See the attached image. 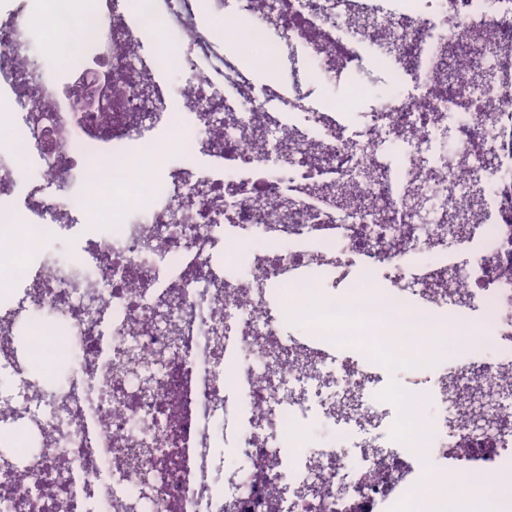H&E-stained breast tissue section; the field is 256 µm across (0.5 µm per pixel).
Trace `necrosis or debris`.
<instances>
[{
	"instance_id": "1",
	"label": "necrosis or debris",
	"mask_w": 512,
	"mask_h": 512,
	"mask_svg": "<svg viewBox=\"0 0 512 512\" xmlns=\"http://www.w3.org/2000/svg\"><path fill=\"white\" fill-rule=\"evenodd\" d=\"M89 9L65 60L0 11V214L46 234L0 236V512H410L450 471L512 512V0ZM119 172L160 190L114 213Z\"/></svg>"
}]
</instances>
